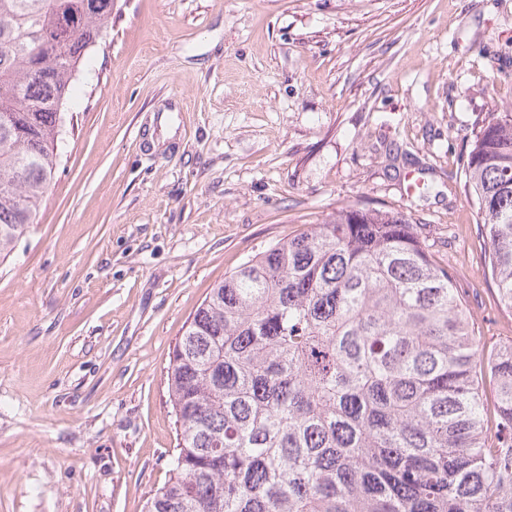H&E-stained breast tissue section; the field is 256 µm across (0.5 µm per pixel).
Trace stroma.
Wrapping results in <instances>:
<instances>
[{
	"label": "stroma",
	"instance_id": "stroma-1",
	"mask_svg": "<svg viewBox=\"0 0 512 512\" xmlns=\"http://www.w3.org/2000/svg\"><path fill=\"white\" fill-rule=\"evenodd\" d=\"M509 109L512 0H115L0 259V512H146L193 314L336 208L421 225L486 346L511 341L462 166Z\"/></svg>",
	"mask_w": 512,
	"mask_h": 512
}]
</instances>
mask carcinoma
<instances>
[{
	"instance_id": "cac0c4a2",
	"label": "carcinoma",
	"mask_w": 512,
	"mask_h": 512,
	"mask_svg": "<svg viewBox=\"0 0 512 512\" xmlns=\"http://www.w3.org/2000/svg\"><path fill=\"white\" fill-rule=\"evenodd\" d=\"M113 5L0 0V256L36 221L60 108ZM464 167L512 314L511 111ZM168 391L178 444L147 512H512V342L485 352L401 213L342 207L225 276Z\"/></svg>"
}]
</instances>
